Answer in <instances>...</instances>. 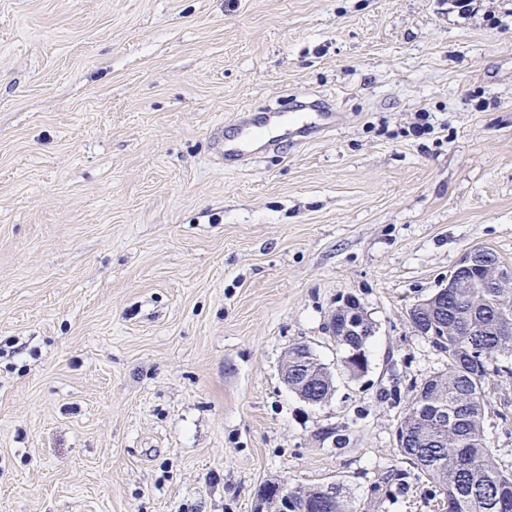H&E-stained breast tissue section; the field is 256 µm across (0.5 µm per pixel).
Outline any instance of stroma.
Here are the masks:
<instances>
[{
	"label": "stroma",
	"mask_w": 512,
	"mask_h": 512,
	"mask_svg": "<svg viewBox=\"0 0 512 512\" xmlns=\"http://www.w3.org/2000/svg\"><path fill=\"white\" fill-rule=\"evenodd\" d=\"M312 98L336 128L214 159ZM473 247L512 266V0H0V512H253L271 480L434 512L374 487L448 364L408 312ZM349 296L357 379L325 331ZM298 342L324 404L282 381ZM487 391L508 470L512 375ZM310 115H305L300 121L288 123L285 112L270 108L263 112L259 118L241 116L233 126V134L224 132L220 126L215 133L214 149L217 157L222 161H238L244 158H253L257 153L275 146V138L268 134L265 138L258 137L253 128L257 125L266 131L269 126L282 127L288 135L296 137V147L303 144V140L313 134L323 133L335 128L341 120V114L332 105L326 108L314 110ZM343 301L336 311L331 315L327 324L330 336L336 335V345L341 347L346 355H349L350 344L360 341V336L365 337V352L361 355L364 369L357 368V371L365 373L368 369V357L366 350L371 337L375 333V326L364 312L360 303L355 298ZM337 332V334H336Z\"/></svg>",
	"instance_id": "stroma-1"
}]
</instances>
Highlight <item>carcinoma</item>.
<instances>
[{
  "label": "carcinoma",
  "instance_id": "cac0c4a2",
  "mask_svg": "<svg viewBox=\"0 0 512 512\" xmlns=\"http://www.w3.org/2000/svg\"><path fill=\"white\" fill-rule=\"evenodd\" d=\"M512 304V291L502 288H462L448 293V324L457 335L433 346L448 354V371L424 378L406 408L400 426L410 444L400 449L406 469L389 471L374 488L384 495L404 494L413 484L426 487L440 508L446 501L452 512H512V471H504L489 448L485 434L484 386L492 374L512 371L500 364L512 355V316L503 302ZM448 405V421L432 423L433 404ZM414 477L415 483L407 478ZM299 512H310L320 489L288 486ZM336 512H358L342 482L336 483Z\"/></svg>",
  "mask_w": 512,
  "mask_h": 512
}]
</instances>
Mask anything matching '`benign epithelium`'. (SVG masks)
<instances>
[{
    "mask_svg": "<svg viewBox=\"0 0 512 512\" xmlns=\"http://www.w3.org/2000/svg\"><path fill=\"white\" fill-rule=\"evenodd\" d=\"M488 269L487 281L494 287L512 288V268L501 266L491 261L490 256L481 248L466 250L453 271L448 276V283L438 292L417 303L419 307H427L434 311L430 323L419 334L422 336L448 335V323L445 322V300L448 299V289L471 287L470 272L479 265ZM329 335L339 336H372L375 326L364 312L355 298L343 301L331 315L327 324ZM294 360L302 363L300 371L288 374V360H283L281 377L284 384L293 390L304 401L312 404L319 403L313 397H307V389L314 387V383L321 379L322 364L309 349L302 352L292 351ZM255 512H296L295 505L288 495V488L278 486L274 491H268L257 499Z\"/></svg>",
    "mask_w": 512,
    "mask_h": 512,
    "instance_id": "1",
    "label": "benign epithelium"
}]
</instances>
